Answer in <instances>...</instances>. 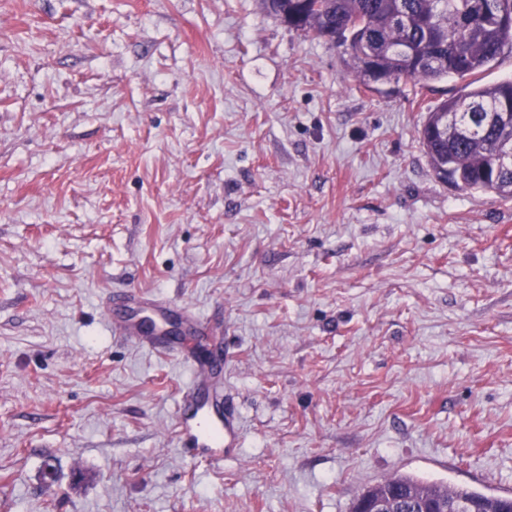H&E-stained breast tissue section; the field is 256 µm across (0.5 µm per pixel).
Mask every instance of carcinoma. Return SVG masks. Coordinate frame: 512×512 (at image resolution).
I'll return each mask as SVG.
<instances>
[{
  "label": "carcinoma",
  "instance_id": "cac0c4a2",
  "mask_svg": "<svg viewBox=\"0 0 512 512\" xmlns=\"http://www.w3.org/2000/svg\"><path fill=\"white\" fill-rule=\"evenodd\" d=\"M261 9L288 27L343 48L359 84L385 78L424 84L449 76H477L512 52V0H260ZM421 144L437 179L462 191L512 200V79L473 85L427 112ZM398 502L397 512H422L464 500L476 512H512V498L449 487L409 475L363 491Z\"/></svg>",
  "mask_w": 512,
  "mask_h": 512
}]
</instances>
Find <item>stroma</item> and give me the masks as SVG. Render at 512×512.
<instances>
[{
  "mask_svg": "<svg viewBox=\"0 0 512 512\" xmlns=\"http://www.w3.org/2000/svg\"><path fill=\"white\" fill-rule=\"evenodd\" d=\"M463 85L360 86L258 0H0V512L511 496L512 201L419 141ZM129 289L211 319L237 457L182 456L185 365L106 327ZM366 497L384 501L392 497L398 502L396 510L399 512H421L422 508L416 504L421 501H428L440 509L457 500L471 502L477 512H512V498L486 495L461 486L448 487L441 482L419 480L409 475L392 476L368 487L358 496L353 512L357 502Z\"/></svg>",
  "mask_w": 512,
  "mask_h": 512,
  "instance_id": "1",
  "label": "stroma"
}]
</instances>
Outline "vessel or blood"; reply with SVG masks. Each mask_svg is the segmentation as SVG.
<instances>
[{"instance_id": "1", "label": "vessel or blood", "mask_w": 512, "mask_h": 512, "mask_svg": "<svg viewBox=\"0 0 512 512\" xmlns=\"http://www.w3.org/2000/svg\"><path fill=\"white\" fill-rule=\"evenodd\" d=\"M121 303L146 312L147 318L113 320L114 331L152 352L180 358L189 369V376L179 389L178 414L173 427L182 454L209 465H219L224 459L236 456L241 447L242 420L220 381L222 357L208 361L194 358L180 341L164 333L169 321L180 319L197 335L204 331V321L197 316L183 318L181 308L140 292H124Z\"/></svg>"}]
</instances>
